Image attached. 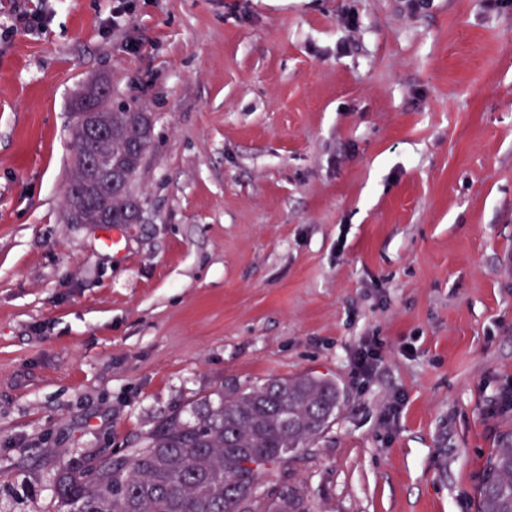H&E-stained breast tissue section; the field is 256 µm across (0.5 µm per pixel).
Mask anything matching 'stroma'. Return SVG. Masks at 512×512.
<instances>
[{"instance_id":"obj_1","label":"stroma","mask_w":512,"mask_h":512,"mask_svg":"<svg viewBox=\"0 0 512 512\" xmlns=\"http://www.w3.org/2000/svg\"><path fill=\"white\" fill-rule=\"evenodd\" d=\"M101 77L154 124L143 220L109 230L68 221ZM305 373L340 410L272 478L311 512H477L512 428V5L0 0V512Z\"/></svg>"}]
</instances>
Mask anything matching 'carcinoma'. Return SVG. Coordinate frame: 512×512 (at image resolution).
I'll list each match as a JSON object with an SVG mask.
<instances>
[{"mask_svg": "<svg viewBox=\"0 0 512 512\" xmlns=\"http://www.w3.org/2000/svg\"><path fill=\"white\" fill-rule=\"evenodd\" d=\"M91 86L72 111L95 109L112 120V168L136 165L129 145H150L153 120L141 107L100 100ZM108 204L116 223L142 212L134 186L120 182L112 201L84 198L89 216ZM336 382L313 374L271 379L206 398L193 417L157 423L126 453L92 457L80 473L58 465V512H310L299 491L271 480L276 468L320 438L340 407ZM478 512H512V432L493 449Z\"/></svg>", "mask_w": 512, "mask_h": 512, "instance_id": "obj_1", "label": "carcinoma"}]
</instances>
